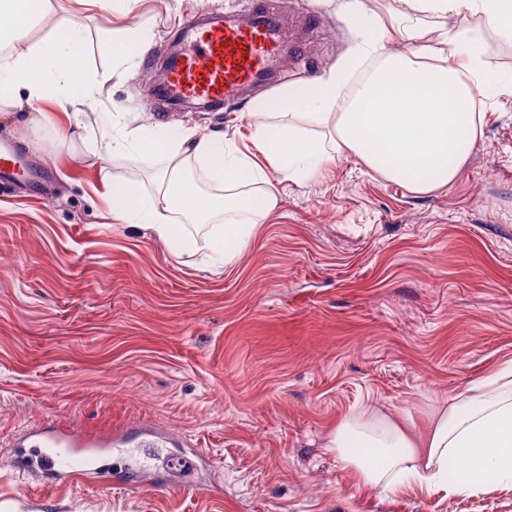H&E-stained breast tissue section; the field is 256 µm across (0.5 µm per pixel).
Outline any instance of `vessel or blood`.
<instances>
[{"label":"vessel or blood","mask_w":512,"mask_h":512,"mask_svg":"<svg viewBox=\"0 0 512 512\" xmlns=\"http://www.w3.org/2000/svg\"><path fill=\"white\" fill-rule=\"evenodd\" d=\"M184 51L165 74L169 95L212 107L242 97L251 87L273 80V67L288 41L280 15L268 8L253 9L245 18H225L207 25L185 24ZM45 184L44 173L0 143V180ZM27 447L42 451V468L60 480L80 479L87 461L112 448V440L48 427L30 436Z\"/></svg>","instance_id":"vessel-or-blood-1"}]
</instances>
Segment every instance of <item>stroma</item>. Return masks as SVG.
<instances>
[{
    "label": "stroma",
    "instance_id": "obj_1",
    "mask_svg": "<svg viewBox=\"0 0 512 512\" xmlns=\"http://www.w3.org/2000/svg\"><path fill=\"white\" fill-rule=\"evenodd\" d=\"M252 0H140L148 59L108 83L101 113H149L169 138L199 125L247 137L258 86L222 109L144 107L187 19ZM304 32L272 87L335 64L354 40L334 0H268ZM29 36L83 27L91 71L111 67L109 15L50 0ZM488 124L454 183L427 193L350 153L322 178L270 172L279 202L226 266L176 258L147 229L115 222L103 178H146L150 162L105 157L103 128L71 131L52 101L17 127L0 100V140L52 174L47 189L0 184V454L54 423L124 447L69 484L0 464V512H512V486L448 483L381 493L325 447L330 429L373 406L424 427L433 407L512 363V98H484ZM150 429L205 457L183 470Z\"/></svg>",
    "mask_w": 512,
    "mask_h": 512
}]
</instances>
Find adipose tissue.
Masks as SVG:
<instances>
[{
    "mask_svg": "<svg viewBox=\"0 0 512 512\" xmlns=\"http://www.w3.org/2000/svg\"><path fill=\"white\" fill-rule=\"evenodd\" d=\"M48 2L0 0V88L22 92L30 103L56 100L78 121L112 79L134 66L151 35L144 25L127 23L137 0H77L124 23L112 68L93 73L84 64L82 28L66 26L59 35L29 40ZM339 10L355 33L347 54L303 85L254 99L247 148L199 127L167 141L158 126H134L124 113L109 114L107 156L163 164L150 183L120 186L113 217L152 230L177 256L202 254L227 265L253 242L278 204L268 170L310 179L348 151L417 193L452 184L487 122L477 97H512V73L488 65L482 36L488 29L512 38V0H395L388 23L365 0H340ZM422 23L441 37L429 54L404 46ZM192 165L203 169L214 193L185 176ZM192 223L207 224L205 242L189 231ZM325 446L363 484L383 493L445 480L452 464L467 473L454 491H484L481 475L489 468L511 484L512 368L441 405L424 430L368 407L347 415Z\"/></svg>",
    "mask_w": 512,
    "mask_h": 512,
    "instance_id": "1",
    "label": "adipose tissue"
}]
</instances>
